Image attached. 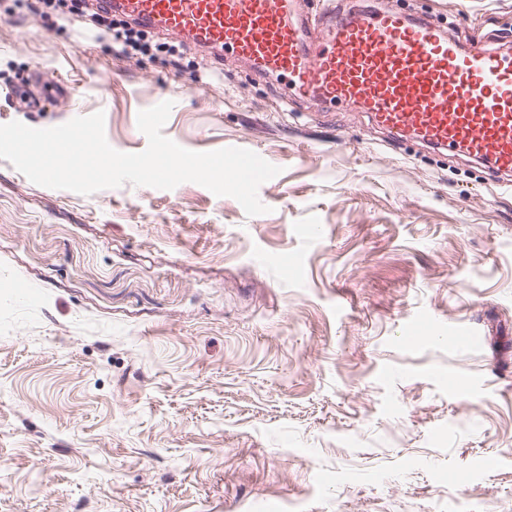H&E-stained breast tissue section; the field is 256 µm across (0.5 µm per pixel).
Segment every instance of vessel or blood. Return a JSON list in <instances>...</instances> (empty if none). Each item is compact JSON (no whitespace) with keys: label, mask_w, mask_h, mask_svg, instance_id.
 Listing matches in <instances>:
<instances>
[{"label":"vessel or blood","mask_w":512,"mask_h":512,"mask_svg":"<svg viewBox=\"0 0 512 512\" xmlns=\"http://www.w3.org/2000/svg\"><path fill=\"white\" fill-rule=\"evenodd\" d=\"M141 27L227 48L259 74L288 77L324 104L352 101L372 124L512 176V51L474 48L466 30L375 5H330L318 25L299 0H93ZM20 91L37 110L66 93Z\"/></svg>","instance_id":"obj_1"}]
</instances>
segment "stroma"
Segmentation results:
<instances>
[{
    "instance_id": "obj_1",
    "label": "stroma",
    "mask_w": 512,
    "mask_h": 512,
    "mask_svg": "<svg viewBox=\"0 0 512 512\" xmlns=\"http://www.w3.org/2000/svg\"><path fill=\"white\" fill-rule=\"evenodd\" d=\"M0 0V124L137 114L282 169L89 196L0 160V512H512V188L173 34ZM512 48V0H420ZM178 57L173 71L170 57ZM72 89L29 112L33 67ZM474 329L467 345L455 329Z\"/></svg>"
}]
</instances>
